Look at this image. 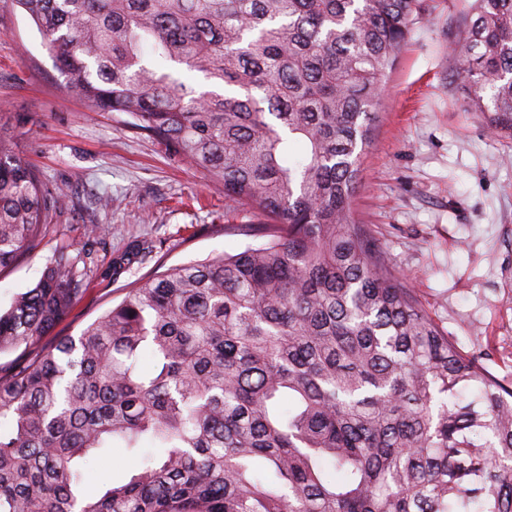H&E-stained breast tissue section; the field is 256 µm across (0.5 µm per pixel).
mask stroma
Here are the masks:
<instances>
[{
    "mask_svg": "<svg viewBox=\"0 0 512 512\" xmlns=\"http://www.w3.org/2000/svg\"><path fill=\"white\" fill-rule=\"evenodd\" d=\"M425 3L376 107L354 218L460 350L485 353L488 370L512 383V135L493 133L485 114L467 111L455 77L450 45L466 29L472 0ZM128 120L89 113L64 90L32 20L14 0H0V130L49 187L64 192L58 233L0 272L1 312L39 279L60 243H84L90 224L105 228L94 246L97 272L56 326L58 336L79 335L159 266L247 244L223 227L253 216L229 208L223 190L134 133ZM145 242L154 246L150 256L113 269Z\"/></svg>",
    "mask_w": 512,
    "mask_h": 512,
    "instance_id": "35a3bbf8",
    "label": "stroma"
}]
</instances>
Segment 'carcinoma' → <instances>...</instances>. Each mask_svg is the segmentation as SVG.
<instances>
[{
  "label": "carcinoma",
  "instance_id": "carcinoma-1",
  "mask_svg": "<svg viewBox=\"0 0 512 512\" xmlns=\"http://www.w3.org/2000/svg\"><path fill=\"white\" fill-rule=\"evenodd\" d=\"M63 87L224 189L255 239L50 342L91 249L57 246L0 313V512H512V386L465 354L351 210L383 79L424 0H15ZM512 134V0L452 46ZM203 76L198 91L180 70ZM60 195L0 131V272ZM113 448L150 452L84 490Z\"/></svg>",
  "mask_w": 512,
  "mask_h": 512
}]
</instances>
